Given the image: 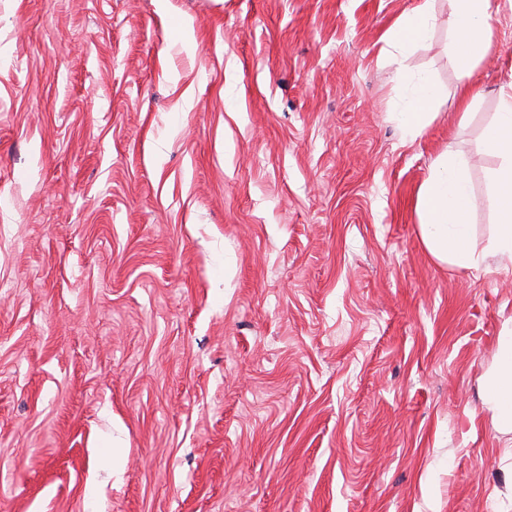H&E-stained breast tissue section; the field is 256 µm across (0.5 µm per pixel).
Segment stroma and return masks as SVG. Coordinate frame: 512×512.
Returning <instances> with one entry per match:
<instances>
[{"mask_svg": "<svg viewBox=\"0 0 512 512\" xmlns=\"http://www.w3.org/2000/svg\"><path fill=\"white\" fill-rule=\"evenodd\" d=\"M420 2L0 0V512H512V272L416 213L452 152L487 244L512 0L466 77ZM424 0L406 14L388 33L387 41L402 53L410 52L416 45L425 41L433 25L434 16L429 2ZM439 89L433 79L425 73L417 74L411 91L398 112L402 126L413 135H419L434 119L431 107L438 97ZM483 402L492 413L495 429L502 434H511L512 330L500 338L496 363L484 382Z\"/></svg>", "mask_w": 512, "mask_h": 512, "instance_id": "35a3bbf8", "label": "stroma"}]
</instances>
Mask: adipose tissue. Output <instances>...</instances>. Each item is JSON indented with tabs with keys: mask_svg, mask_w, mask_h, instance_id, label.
<instances>
[{
	"mask_svg": "<svg viewBox=\"0 0 512 512\" xmlns=\"http://www.w3.org/2000/svg\"><path fill=\"white\" fill-rule=\"evenodd\" d=\"M457 31L451 55L456 68L469 74L488 49L492 31L491 0H448ZM434 16L427 0H421L388 33L387 40L400 52H410L425 41ZM439 94L433 79L417 74L402 104L398 119L411 134H420L433 120L431 107ZM487 150L501 159L489 175V190L496 205L488 251L477 250L472 241L469 175L464 163L451 153L439 154L418 196L419 237L439 263L476 269L487 254L512 264V87L502 93V106L483 133ZM483 402L492 414L495 429L512 433V331L502 336L493 369L483 386Z\"/></svg>",
	"mask_w": 512,
	"mask_h": 512,
	"instance_id": "ef3b65f1",
	"label": "adipose tissue"
}]
</instances>
